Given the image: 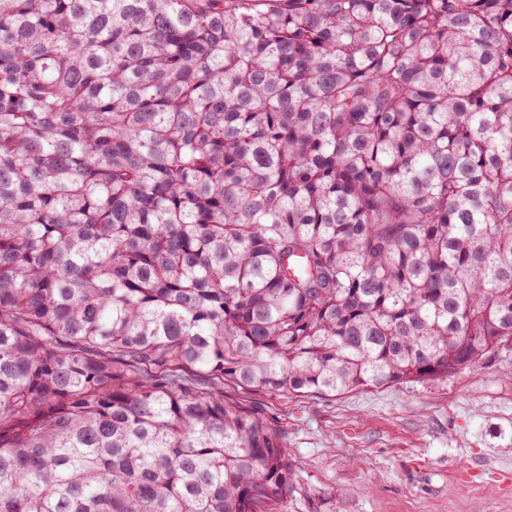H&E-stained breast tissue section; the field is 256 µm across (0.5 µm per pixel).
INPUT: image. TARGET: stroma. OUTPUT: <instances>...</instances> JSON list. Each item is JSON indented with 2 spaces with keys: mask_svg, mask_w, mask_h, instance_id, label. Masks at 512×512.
Wrapping results in <instances>:
<instances>
[{
  "mask_svg": "<svg viewBox=\"0 0 512 512\" xmlns=\"http://www.w3.org/2000/svg\"><path fill=\"white\" fill-rule=\"evenodd\" d=\"M290 448L292 487L261 512H512V347L425 382L294 397L224 385Z\"/></svg>",
  "mask_w": 512,
  "mask_h": 512,
  "instance_id": "stroma-1",
  "label": "stroma"
}]
</instances>
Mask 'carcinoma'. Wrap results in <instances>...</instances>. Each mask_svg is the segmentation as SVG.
<instances>
[{"mask_svg": "<svg viewBox=\"0 0 512 512\" xmlns=\"http://www.w3.org/2000/svg\"><path fill=\"white\" fill-rule=\"evenodd\" d=\"M512 344V0H0V512H257L334 397Z\"/></svg>", "mask_w": 512, "mask_h": 512, "instance_id": "carcinoma-1", "label": "carcinoma"}]
</instances>
